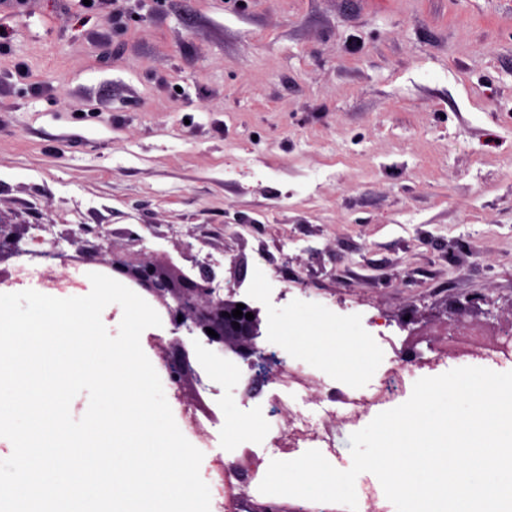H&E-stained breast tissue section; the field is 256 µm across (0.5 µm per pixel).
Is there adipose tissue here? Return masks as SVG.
<instances>
[{
	"label": "adipose tissue",
	"mask_w": 512,
	"mask_h": 512,
	"mask_svg": "<svg viewBox=\"0 0 512 512\" xmlns=\"http://www.w3.org/2000/svg\"><path fill=\"white\" fill-rule=\"evenodd\" d=\"M277 331L304 358L333 367L352 382H365L373 374L376 352L352 324L329 321L315 313L300 318L286 315Z\"/></svg>",
	"instance_id": "obj_1"
}]
</instances>
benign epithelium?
I'll list each match as a JSON object with an SVG mask.
<instances>
[{
  "mask_svg": "<svg viewBox=\"0 0 512 512\" xmlns=\"http://www.w3.org/2000/svg\"><path fill=\"white\" fill-rule=\"evenodd\" d=\"M33 228V224H12L0 219V286L13 283L11 269L17 266H44L60 257L54 248H32L31 243L38 240ZM80 233L84 237L73 232L63 234V239L76 246L75 253L68 256L73 267L94 265L115 280L136 283L166 315L172 338H154L150 344L166 372L179 383L177 400L194 427L202 428L201 393L195 388L202 380L182 337L193 336L216 350L231 352L246 365L251 383L257 386L272 378L274 372L286 369L285 361L259 341L260 309L238 292L241 278L234 279L224 294L213 267L196 258L188 266L166 253L118 248L112 241V232L100 226ZM239 304L245 305L242 312L252 313L254 319L234 318L232 311ZM208 328L218 337L208 335Z\"/></svg>",
  "mask_w": 512,
  "mask_h": 512,
  "instance_id": "benign-epithelium-1",
  "label": "benign epithelium"
}]
</instances>
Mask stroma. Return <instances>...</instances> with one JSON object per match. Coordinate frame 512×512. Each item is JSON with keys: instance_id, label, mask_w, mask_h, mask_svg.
Here are the masks:
<instances>
[{"instance_id": "1", "label": "stroma", "mask_w": 512, "mask_h": 512, "mask_svg": "<svg viewBox=\"0 0 512 512\" xmlns=\"http://www.w3.org/2000/svg\"><path fill=\"white\" fill-rule=\"evenodd\" d=\"M0 218L50 238L97 225L116 246L235 272L276 322L327 300L376 351L418 333L512 323V0H0ZM307 295L276 301L281 280ZM221 412L252 410L210 370ZM422 376L454 369L436 360ZM302 408L361 387L307 364ZM357 423L328 421L348 467Z\"/></svg>"}]
</instances>
